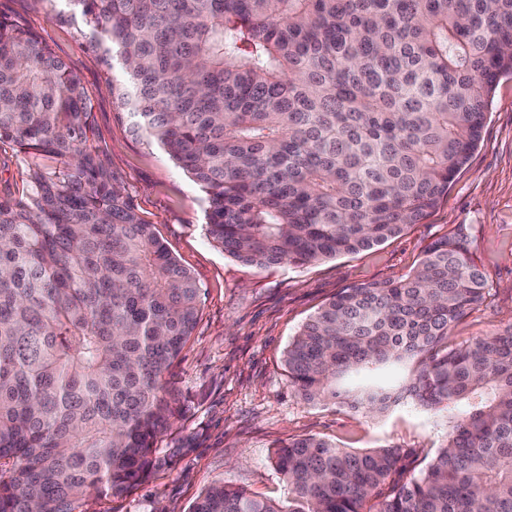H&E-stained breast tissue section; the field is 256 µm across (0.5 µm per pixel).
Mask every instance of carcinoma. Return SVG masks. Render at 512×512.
Instances as JSON below:
<instances>
[{
	"label": "carcinoma",
	"instance_id": "cac0c4a2",
	"mask_svg": "<svg viewBox=\"0 0 512 512\" xmlns=\"http://www.w3.org/2000/svg\"><path fill=\"white\" fill-rule=\"evenodd\" d=\"M131 130L206 199V231L259 267L380 245L419 224L481 140L512 74V0H63ZM0 143L29 190L0 200V512H73L161 468L180 414L165 376L200 289L139 217L79 79L0 17ZM487 280L465 225L400 278L346 288L288 343L307 401L448 416L427 470L398 448L315 437L272 460L288 504L224 484L190 512H512V325L456 346ZM401 380L381 372L404 363Z\"/></svg>",
	"mask_w": 512,
	"mask_h": 512
}]
</instances>
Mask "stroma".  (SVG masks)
I'll list each match as a JSON object with an SVG mask.
<instances>
[{
    "label": "stroma",
    "mask_w": 512,
    "mask_h": 512,
    "mask_svg": "<svg viewBox=\"0 0 512 512\" xmlns=\"http://www.w3.org/2000/svg\"><path fill=\"white\" fill-rule=\"evenodd\" d=\"M46 0H0V14L24 21L75 73L93 107L98 142L141 218L153 225L200 288L196 328L166 376L183 405L157 446L168 466L128 494L76 503L74 512H189L224 483L287 502L272 462L276 447L314 436L351 450L401 451L402 484L419 477L447 443L446 411L405 402L381 413L308 402L289 385L284 351L299 327L343 289L415 269L433 241L466 225L490 296L453 330L462 343L512 324V76L493 94L481 141L448 193L420 224L386 243L302 266L259 268L238 261L206 234L198 185L157 146L134 138L98 53L86 49L80 21L51 19ZM28 189L22 156L0 143V196ZM194 433L188 448L184 434Z\"/></svg>",
    "instance_id": "stroma-1"
}]
</instances>
